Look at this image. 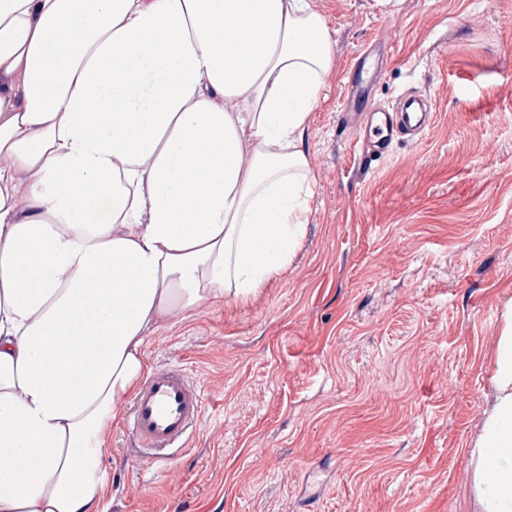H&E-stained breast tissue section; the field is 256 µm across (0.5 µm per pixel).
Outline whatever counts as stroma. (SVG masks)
<instances>
[{
    "label": "stroma",
    "instance_id": "stroma-1",
    "mask_svg": "<svg viewBox=\"0 0 512 512\" xmlns=\"http://www.w3.org/2000/svg\"><path fill=\"white\" fill-rule=\"evenodd\" d=\"M335 63L305 138L316 184L288 268L247 302L173 313L147 369L203 414L164 464L117 417L100 512H473L470 452L512 305V0H319ZM429 101L420 139L365 155L340 119Z\"/></svg>",
    "mask_w": 512,
    "mask_h": 512
}]
</instances>
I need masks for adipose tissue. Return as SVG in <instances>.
<instances>
[{
	"label": "adipose tissue",
	"mask_w": 512,
	"mask_h": 512,
	"mask_svg": "<svg viewBox=\"0 0 512 512\" xmlns=\"http://www.w3.org/2000/svg\"><path fill=\"white\" fill-rule=\"evenodd\" d=\"M332 65L316 0H0V512H99L150 333L287 268ZM492 379L472 497L512 512L511 307Z\"/></svg>",
	"instance_id": "ef3b65f1"
}]
</instances>
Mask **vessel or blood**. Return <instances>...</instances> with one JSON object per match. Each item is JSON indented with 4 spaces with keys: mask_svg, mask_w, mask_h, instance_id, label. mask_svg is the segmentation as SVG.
<instances>
[{
    "mask_svg": "<svg viewBox=\"0 0 512 512\" xmlns=\"http://www.w3.org/2000/svg\"><path fill=\"white\" fill-rule=\"evenodd\" d=\"M344 123L352 125L367 155L385 156L398 135L421 134L431 123L422 100L403 94L393 108L365 107L346 112ZM203 413V397L183 369L171 367L154 371L141 384L129 409L126 423L138 441L140 458L167 461V452L183 447L190 431Z\"/></svg>",
    "mask_w": 512,
    "mask_h": 512,
    "instance_id": "1",
    "label": "vessel or blood"
}]
</instances>
